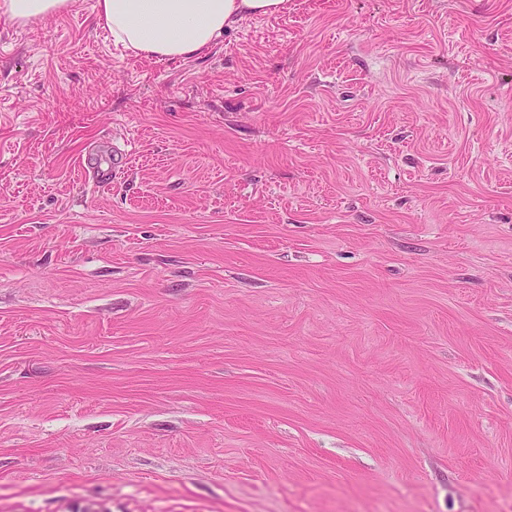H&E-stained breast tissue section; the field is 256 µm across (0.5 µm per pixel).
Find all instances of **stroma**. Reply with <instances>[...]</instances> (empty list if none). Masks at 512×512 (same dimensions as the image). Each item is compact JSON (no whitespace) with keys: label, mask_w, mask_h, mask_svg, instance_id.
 Returning <instances> with one entry per match:
<instances>
[{"label":"stroma","mask_w":512,"mask_h":512,"mask_svg":"<svg viewBox=\"0 0 512 512\" xmlns=\"http://www.w3.org/2000/svg\"><path fill=\"white\" fill-rule=\"evenodd\" d=\"M96 2L0 17V512H512V0ZM287 8L288 0H97L96 21L135 55L177 61L209 50L245 18Z\"/></svg>","instance_id":"obj_1"}]
</instances>
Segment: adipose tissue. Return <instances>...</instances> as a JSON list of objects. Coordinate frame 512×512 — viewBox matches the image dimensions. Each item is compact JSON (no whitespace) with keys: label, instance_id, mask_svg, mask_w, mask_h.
<instances>
[{"label":"adipose tissue","instance_id":"adipose-tissue-1","mask_svg":"<svg viewBox=\"0 0 512 512\" xmlns=\"http://www.w3.org/2000/svg\"><path fill=\"white\" fill-rule=\"evenodd\" d=\"M71 0H0V15L24 24L66 12ZM288 0H97L96 21L135 55L184 60L212 48L248 17L274 16Z\"/></svg>","mask_w":512,"mask_h":512}]
</instances>
